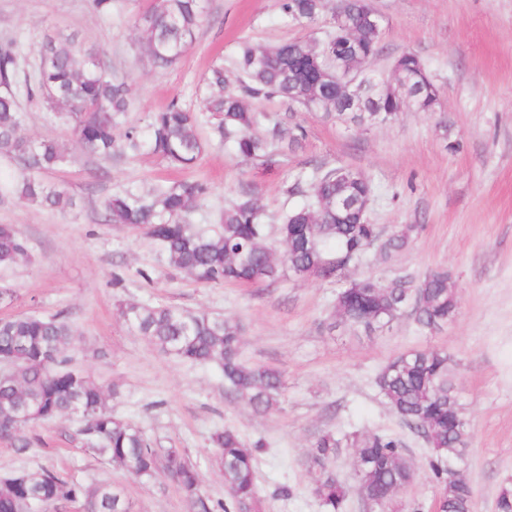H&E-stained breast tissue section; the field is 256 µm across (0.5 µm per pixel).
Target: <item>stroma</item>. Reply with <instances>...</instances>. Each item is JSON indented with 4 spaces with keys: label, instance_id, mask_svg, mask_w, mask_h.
Here are the masks:
<instances>
[{
    "label": "stroma",
    "instance_id": "obj_1",
    "mask_svg": "<svg viewBox=\"0 0 512 512\" xmlns=\"http://www.w3.org/2000/svg\"><path fill=\"white\" fill-rule=\"evenodd\" d=\"M374 4L382 16L383 54L371 72L387 75L396 56L414 51L440 89L436 110L421 112L410 103L393 122L357 128L320 111L255 101L260 112H292L307 130L301 147L268 168L241 161L216 142L185 172L145 152L104 160L75 144L60 113L24 104L27 136L69 144L67 163L44 178L64 187L75 205L51 210L0 193V224L15 225L28 249L27 260L0 269V284L18 294L0 317L67 314L77 327L69 348L74 367L104 387L114 415L143 428L157 447L184 449L212 500L228 498L213 434L230 428L246 445H257L262 512H324L312 492L319 472L309 452L325 431L401 437L416 479L399 498L405 512H431L438 489L429 478V450L377 394L374 377L405 351L445 350L469 421L462 475L475 489V512H496L498 493L512 485V0ZM150 5L114 0L111 12L100 13L92 0H0V41L16 40L29 65L45 34L72 37L80 51L96 53L130 84L126 123L141 127L148 113L174 100L202 109L211 70L228 66L242 41H320L336 0H325L313 23L291 20L278 0H208L192 45L162 70L149 65L138 42L137 24ZM321 165L349 166L370 179L371 223L421 225L391 263L371 250L364 268L384 280L447 269L460 300L448 327L425 333L406 314L375 336L351 332L336 323V283L290 274L260 287L196 282L168 268L146 231L106 223L101 206L116 192L147 194L161 184L201 179L210 192L189 221L210 233L225 204L246 186L259 193L271 219H279L304 201L286 195V188L299 172ZM119 267L126 282L116 288L112 273ZM121 300L236 320L244 359L285 377L279 408L258 414L243 399L225 398L215 368L185 364L148 343L119 317ZM79 426L76 416L40 424L22 452L0 439V476L50 469L70 482L121 489L129 512H187L174 482L161 476L145 483L113 468L82 447Z\"/></svg>",
    "mask_w": 512,
    "mask_h": 512
}]
</instances>
